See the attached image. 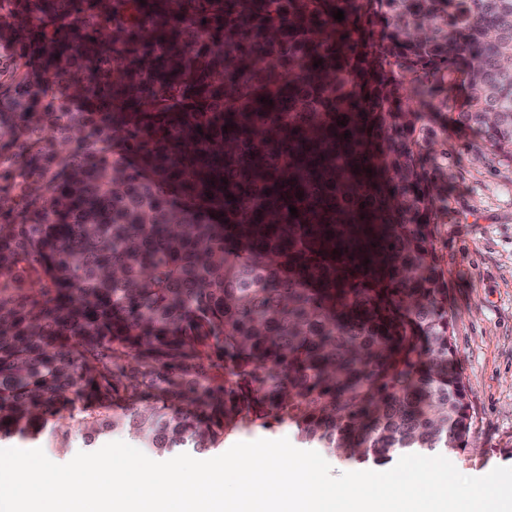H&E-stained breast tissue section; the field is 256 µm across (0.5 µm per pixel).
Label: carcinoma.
Listing matches in <instances>:
<instances>
[{"label": "carcinoma", "mask_w": 512, "mask_h": 512, "mask_svg": "<svg viewBox=\"0 0 512 512\" xmlns=\"http://www.w3.org/2000/svg\"><path fill=\"white\" fill-rule=\"evenodd\" d=\"M450 72L512 165V0H0V447L465 449L419 126ZM287 437L293 446H295L298 449L302 450H314L319 452L325 460L331 465L332 471L331 474L333 476H339L340 473L346 472V471H360V469H357L353 466H351L348 463H345L341 460H339L337 457H334L332 454L327 452L324 448H305V445H303L300 442V439L298 438L296 432L292 428L288 427H280L276 428L274 430H266L263 428H256L254 429L250 434H237L234 436L228 437L224 442V449H219L218 451H215L213 453H209L207 455H199L195 454L193 452H186L190 454L192 457L200 460H206L213 457H216L225 451H227L232 445H234L237 442L242 441H253L261 438L265 439H279Z\"/></svg>", "instance_id": "carcinoma-1"}]
</instances>
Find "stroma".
I'll use <instances>...</instances> for the list:
<instances>
[{"label":"stroma","instance_id":"35a3bbf8","mask_svg":"<svg viewBox=\"0 0 512 512\" xmlns=\"http://www.w3.org/2000/svg\"><path fill=\"white\" fill-rule=\"evenodd\" d=\"M454 95L455 80L446 78L423 123L435 141L427 163L447 188L435 246L472 404L469 444L451 461L463 475L480 477L512 467V166L451 122Z\"/></svg>","mask_w":512,"mask_h":512}]
</instances>
